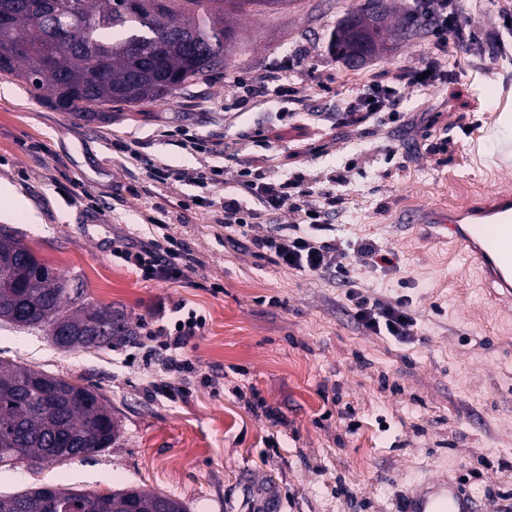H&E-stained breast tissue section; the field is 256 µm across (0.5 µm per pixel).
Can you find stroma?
<instances>
[{"label":"stroma","mask_w":512,"mask_h":512,"mask_svg":"<svg viewBox=\"0 0 512 512\" xmlns=\"http://www.w3.org/2000/svg\"><path fill=\"white\" fill-rule=\"evenodd\" d=\"M361 2L293 0L240 16L244 46L224 69L167 102L113 105L108 124L76 121L0 74V180L40 217L0 214V226L64 278L82 280L92 304L123 310L133 328L162 306L198 309L207 324L189 355L200 373L224 374L222 391L156 400L143 392L154 370L137 338L63 352L42 331L0 325V360L98 388L122 427L118 446L60 470H0L1 494L62 473L88 493L136 487L191 512H399L402 492L445 478L465 481L481 512H512V305L492 297L452 243L429 240L406 217L411 206L447 208L460 192L473 205L491 182L512 184V163L498 159L512 142V57L484 49L465 58L449 47L453 80L424 95L400 88L399 126L336 114L357 83L416 64L427 44L423 32L392 38L348 67L329 39ZM287 70L294 100L242 99L238 79ZM181 128L228 144L234 160L182 149ZM130 142L182 181H149L119 149ZM272 144L279 174L302 168L335 180L348 200L335 219L345 263L364 295L408 299L413 340L362 328L336 276L269 265L246 241L225 239L216 208L192 204L196 170L223 164V188L236 190L242 162L261 165ZM76 186L99 199L101 216L74 202ZM153 204L193 251L190 281H145L112 259L113 236H152L142 212ZM362 238L378 242L391 266L370 268L353 249ZM213 283L223 292L211 293Z\"/></svg>","instance_id":"35a3bbf8"}]
</instances>
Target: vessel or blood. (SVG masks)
I'll return each mask as SVG.
<instances>
[{
	"instance_id": "1",
	"label": "vessel or blood",
	"mask_w": 512,
	"mask_h": 512,
	"mask_svg": "<svg viewBox=\"0 0 512 512\" xmlns=\"http://www.w3.org/2000/svg\"><path fill=\"white\" fill-rule=\"evenodd\" d=\"M417 224L455 241L485 279L512 299V196L498 195L463 211L430 209ZM403 512H477L473 495L456 482L429 480L410 489Z\"/></svg>"
}]
</instances>
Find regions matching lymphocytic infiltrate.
<instances>
[{
	"label": "lymphocytic infiltrate",
	"mask_w": 512,
	"mask_h": 512,
	"mask_svg": "<svg viewBox=\"0 0 512 512\" xmlns=\"http://www.w3.org/2000/svg\"><path fill=\"white\" fill-rule=\"evenodd\" d=\"M469 0H413L409 12L411 24L426 28L430 40L424 54L414 66L395 75L393 83L372 82L355 87L340 100V112H364L373 120H388L398 124L403 120L397 85L427 94L445 83L448 69V45L456 43L462 49L491 39L499 53H506L505 38L512 34V0H504L500 10L501 24L491 36H483L467 23ZM242 195L227 194L219 199L221 222L231 236L249 238L255 254L267 264L298 271L340 276L346 289V299L352 306L355 320L366 330L390 336L400 342L411 340L416 319L404 300L384 302L361 294L347 269L345 253L336 246L332 234L336 227L331 219L346 200L335 185L317 186L303 175L281 178L270 169L251 166L241 169ZM250 197L252 206H245L243 197ZM299 213L296 224H272L271 219L284 205ZM154 235L148 241L134 243L120 236L112 241V256L132 267L147 281L177 282L188 280L194 271L195 258L191 250L170 234L165 210L149 216ZM271 224L263 236L251 235L256 224ZM174 319L165 311L155 315L157 325L146 333L143 358L157 361L161 373L145 385L148 396L167 400L189 394L195 387L212 389L222 384L221 375H198L187 349L200 336L206 318L196 310L176 305Z\"/></svg>",
	"instance_id": "f902f5d3"
}]
</instances>
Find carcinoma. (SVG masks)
<instances>
[{
	"label": "carcinoma",
	"instance_id": "carcinoma-1",
	"mask_svg": "<svg viewBox=\"0 0 512 512\" xmlns=\"http://www.w3.org/2000/svg\"><path fill=\"white\" fill-rule=\"evenodd\" d=\"M50 0H0L13 13L0 28V73L21 79L37 99L86 123L112 120V104L162 101L189 83L226 66L237 44L234 19L251 6L288 8L293 0H169L164 21L153 8L125 11L126 0H68L93 21L75 27L49 7ZM388 7L371 3L338 23L331 48L346 61L360 44L347 26L356 18L375 30L378 46L412 25H386ZM0 323L19 330H44L63 350L110 347L134 330L125 315L86 301L83 285L69 287L22 241L0 228ZM120 424L99 390L34 368L0 362V466L32 471L113 447ZM52 497L59 512H189L168 495L118 487L83 493L63 483L45 484L0 497V512H37Z\"/></svg>",
	"mask_w": 512,
	"mask_h": 512
}]
</instances>
